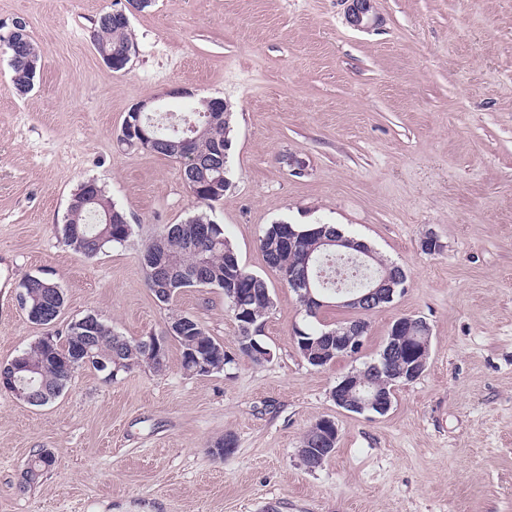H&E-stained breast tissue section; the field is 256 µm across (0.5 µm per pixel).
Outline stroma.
I'll use <instances>...</instances> for the list:
<instances>
[{
    "label": "stroma",
    "mask_w": 512,
    "mask_h": 512,
    "mask_svg": "<svg viewBox=\"0 0 512 512\" xmlns=\"http://www.w3.org/2000/svg\"><path fill=\"white\" fill-rule=\"evenodd\" d=\"M125 3L0 0V38L24 20L42 57L23 96L0 52V364L90 313L129 338L190 314L235 360L192 376L171 340L159 373L108 382L83 367L42 406L0 390V512H512V0H377L364 31L344 0H155L132 16L137 53L114 73L94 26ZM175 86L233 113L231 187L209 216L274 297L260 366L236 354L223 290L164 304L145 284L143 245L197 204L180 162L118 136L138 102L186 106ZM88 180L134 227L93 258L62 236ZM278 221L339 225L404 269L356 357L300 356L304 312L259 250ZM429 235L439 252L422 251ZM30 275L65 296L52 325L20 307ZM403 316L430 325L424 373L386 415L336 407L331 388ZM323 417L337 446L311 471L297 450ZM227 437L225 458L214 448ZM41 448L57 462L25 485Z\"/></svg>",
    "instance_id": "obj_1"
}]
</instances>
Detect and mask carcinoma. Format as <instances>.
I'll list each match as a JSON object with an SVG mask.
<instances>
[{
	"instance_id": "obj_1",
	"label": "carcinoma",
	"mask_w": 512,
	"mask_h": 512,
	"mask_svg": "<svg viewBox=\"0 0 512 512\" xmlns=\"http://www.w3.org/2000/svg\"><path fill=\"white\" fill-rule=\"evenodd\" d=\"M95 48L98 54L112 53L120 57L127 53L136 52L135 43L130 27L112 25L110 13L99 17L94 34ZM11 82L14 89L25 94L31 88V69L29 62L23 58L11 60ZM195 119H183V122L173 126H164L153 119L142 116V122L152 124L154 134L162 140L158 154L184 161L183 176L188 186L197 188L194 199L201 210L182 224H170L153 237L143 248L140 261L145 273V282L156 299L162 303L170 302L176 293L183 288H221L227 289L231 282L241 279L247 282V306L249 318L236 319L238 336V354L256 365L267 362L263 357L262 347L265 343L260 336L254 335L255 327L263 324L266 316L274 306V298L268 284L261 276L248 271L242 264L239 254L232 242L224 236L222 227L207 214V209L214 203L224 199V193L230 184L224 183L228 176V166L224 159L218 157L216 148L231 143L229 138L231 113L226 112L221 120L209 123V117L204 112L203 102H198L194 108ZM199 127L209 126L208 132L196 143L186 148L182 145L183 129L191 124ZM207 224L210 235L203 237L189 246V238L193 235V226ZM288 223L279 221L269 225L259 239V249L266 265L275 271L283 280L288 282L286 274L294 272L308 273L311 282L318 293H336V261L353 263L355 275L349 277L350 289H357L367 275L383 276L399 274L402 269L383 259L379 253H374L370 267L365 268L355 264V259L348 254L340 255L334 251L323 254L312 251L315 239L323 232L336 229L333 224H294L292 228L300 232L299 245L289 250L280 245V237ZM133 234L126 213L116 207L105 190H100L98 199L87 196L85 185H80L74 193L67 211L63 227L64 242L75 252L91 258L102 252L109 245H122ZM52 282L45 280L35 282L28 292V306L35 316L33 322L41 325H51L59 317L65 297L61 292L52 293ZM167 326L174 331H164V335L176 336L182 350V367L187 374H192L193 365L187 359L191 350H199L217 344L208 335L203 326L193 317L185 313H174L169 317ZM306 336L295 337L299 342L309 341V349L315 353L325 366L341 356L336 345L323 338L324 329L304 328ZM88 344L93 353L92 368H97V362L105 361L110 367L118 368L120 372H128L141 366V340L128 339L114 332L89 336L79 327L78 322H72L67 331L66 343L50 344L41 337L22 354L15 357L19 366L34 368L30 375L23 376L19 387L26 394L45 399L49 403L58 397L67 387L72 371L63 367L61 357L73 352L83 344ZM418 337L407 336L399 355L388 362L382 361L385 349H380L377 357L364 364L363 368L353 371V375L364 384V387L391 388L397 383L405 382L401 371L407 363V358L416 354ZM56 463L55 456L45 449L36 451L28 462L25 479L33 484L51 469Z\"/></svg>"
}]
</instances>
